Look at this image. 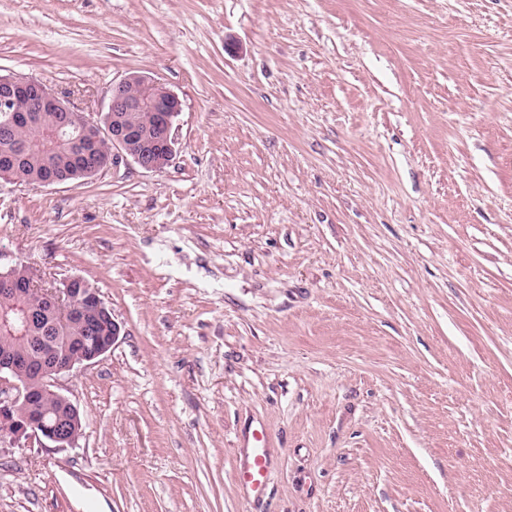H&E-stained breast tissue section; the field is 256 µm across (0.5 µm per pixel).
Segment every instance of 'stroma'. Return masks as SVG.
Wrapping results in <instances>:
<instances>
[{"label": "stroma", "mask_w": 512, "mask_h": 512, "mask_svg": "<svg viewBox=\"0 0 512 512\" xmlns=\"http://www.w3.org/2000/svg\"><path fill=\"white\" fill-rule=\"evenodd\" d=\"M9 72L182 110L162 171L0 184V267L122 326L0 512H512V0H0ZM267 434L264 429L252 433L250 453L239 460L237 467L240 485L250 490L255 497H260L265 490V478L268 471Z\"/></svg>", "instance_id": "35a3bbf8"}]
</instances>
